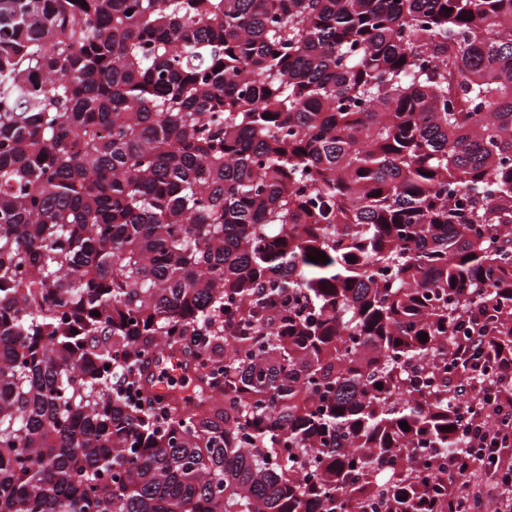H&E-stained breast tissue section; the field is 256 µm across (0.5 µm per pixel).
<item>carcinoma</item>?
I'll list each match as a JSON object with an SVG mask.
<instances>
[{
  "instance_id": "cac0c4a2",
  "label": "carcinoma",
  "mask_w": 512,
  "mask_h": 512,
  "mask_svg": "<svg viewBox=\"0 0 512 512\" xmlns=\"http://www.w3.org/2000/svg\"><path fill=\"white\" fill-rule=\"evenodd\" d=\"M503 357L512 0H0V512H449ZM483 343V336L477 328L471 330L466 336H459L454 347V353L452 355V363L459 359L469 358L471 360H477L475 355Z\"/></svg>"
}]
</instances>
